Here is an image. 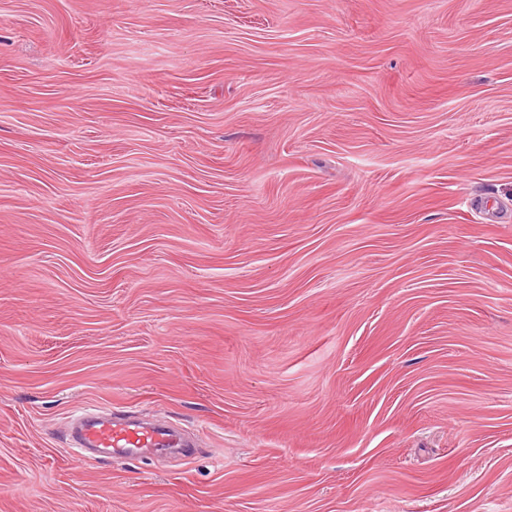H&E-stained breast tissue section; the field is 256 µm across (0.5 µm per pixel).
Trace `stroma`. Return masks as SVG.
Wrapping results in <instances>:
<instances>
[{
  "instance_id": "obj_1",
  "label": "stroma",
  "mask_w": 512,
  "mask_h": 512,
  "mask_svg": "<svg viewBox=\"0 0 512 512\" xmlns=\"http://www.w3.org/2000/svg\"><path fill=\"white\" fill-rule=\"evenodd\" d=\"M0 512H512V0H0ZM74 443L78 448H100L123 455L159 448H185L181 437L166 425H141L112 416L87 420Z\"/></svg>"
}]
</instances>
